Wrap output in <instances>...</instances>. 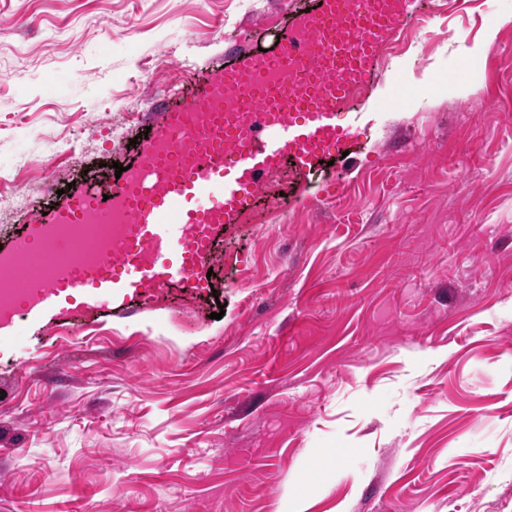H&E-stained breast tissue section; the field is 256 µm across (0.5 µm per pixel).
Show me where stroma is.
Here are the masks:
<instances>
[{
  "instance_id": "1",
  "label": "stroma",
  "mask_w": 512,
  "mask_h": 512,
  "mask_svg": "<svg viewBox=\"0 0 512 512\" xmlns=\"http://www.w3.org/2000/svg\"><path fill=\"white\" fill-rule=\"evenodd\" d=\"M321 0H0V245ZM512 0H434L344 151L214 231L211 288L0 343V512H512ZM407 105L388 108L396 80ZM49 158L48 174L24 170ZM224 309L221 319L213 312ZM282 191L280 185H273L270 182H265L260 185L255 192V197L262 200L265 213L274 218L281 212L288 208V198L286 196H280Z\"/></svg>"
}]
</instances>
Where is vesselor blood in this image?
<instances>
[{"label": "vessel or blood", "instance_id": "1", "mask_svg": "<svg viewBox=\"0 0 512 512\" xmlns=\"http://www.w3.org/2000/svg\"><path fill=\"white\" fill-rule=\"evenodd\" d=\"M347 28L358 48L356 69L362 77H370L377 49L391 34L392 26L389 21L372 18L369 7L364 6L349 14ZM208 97V92L203 91L169 108L158 134L173 140L180 138L184 113L204 105ZM342 103V98L324 95L307 81L289 100L285 114L272 113L266 103H253L251 109L261 116L262 122L255 128L237 131L242 149L230 155L196 160L167 189L157 187L168 174L167 161L139 167L134 179L140 189L126 199L134 224L129 257L120 266L122 278L106 272L96 277L74 273L60 288L42 294L41 307H57L65 294L90 299L97 292L116 287L138 291L157 282L189 283L201 267L205 247H187L186 225L232 223L239 209L249 203L254 186L282 156L292 155L298 166L307 169L322 152L345 148L353 128L338 121ZM204 190L211 202L207 208L196 204L197 195ZM145 249L150 252V261H137V254ZM176 251L183 254L178 263L170 260Z\"/></svg>", "mask_w": 512, "mask_h": 512}]
</instances>
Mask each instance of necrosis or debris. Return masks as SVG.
Here are the masks:
<instances>
[{"instance_id": "1", "label": "necrosis or debris", "mask_w": 512, "mask_h": 512, "mask_svg": "<svg viewBox=\"0 0 512 512\" xmlns=\"http://www.w3.org/2000/svg\"><path fill=\"white\" fill-rule=\"evenodd\" d=\"M336 35V20L332 17L326 19L323 32L298 29L295 36L309 48L311 71L282 61L276 53L266 54L264 66L239 74L231 92L214 91L206 105L186 113L183 124L192 132L191 155L233 148V141L224 135L225 124L248 128L254 119L248 106L259 94L289 93L305 76L348 85L352 97L362 98L367 84L353 80L328 51ZM132 233L125 203L118 199L108 209L91 206L74 218L64 217L43 226L37 252L1 250L0 320H13L34 307L47 287L59 285L74 272L93 277L120 263L124 257L122 246Z\"/></svg>"}]
</instances>
